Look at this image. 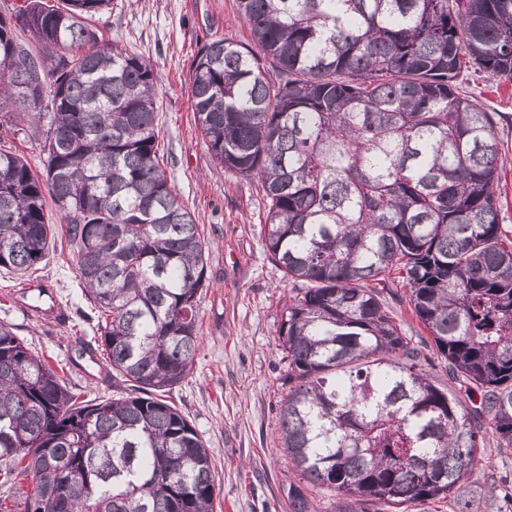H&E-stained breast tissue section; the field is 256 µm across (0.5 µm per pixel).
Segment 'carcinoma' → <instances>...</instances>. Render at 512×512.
Returning a JSON list of instances; mask_svg holds the SVG:
<instances>
[{"mask_svg": "<svg viewBox=\"0 0 512 512\" xmlns=\"http://www.w3.org/2000/svg\"><path fill=\"white\" fill-rule=\"evenodd\" d=\"M112 0L0 5V268L45 256L51 198L105 322L117 398H85L0 323V512H214L210 450L161 394L193 371L205 243L156 151V75L101 40ZM251 45L205 44L193 112L224 169L261 183L265 246L296 285L279 439L288 512H409L484 459L462 399L436 386L383 292L405 305L474 412L512 451V230L502 142L453 81L512 80V0H237ZM28 33V40L18 31ZM49 127L40 131L42 111ZM43 170L13 151L20 119ZM512 512V486L489 488Z\"/></svg>", "mask_w": 512, "mask_h": 512, "instance_id": "carcinoma-1", "label": "carcinoma"}]
</instances>
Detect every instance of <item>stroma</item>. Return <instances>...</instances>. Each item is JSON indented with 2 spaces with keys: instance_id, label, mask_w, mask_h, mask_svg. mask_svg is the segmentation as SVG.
Masks as SVG:
<instances>
[{
  "instance_id": "1",
  "label": "stroma",
  "mask_w": 512,
  "mask_h": 512,
  "mask_svg": "<svg viewBox=\"0 0 512 512\" xmlns=\"http://www.w3.org/2000/svg\"><path fill=\"white\" fill-rule=\"evenodd\" d=\"M103 39L139 54L157 74L156 143L182 206L207 245L208 288L199 308L202 343L191 375L167 393L209 448L220 496L215 512H288V459L278 439L280 407L288 392V363L278 331L292 285L270 258L258 179L228 172L209 150L193 112L190 77L198 50L224 38L249 44L236 0H114L94 18ZM456 89L493 112L505 143L498 185L503 224L512 228V81L463 73ZM46 221L55 236L36 270H0V322L63 371L88 397L112 396L121 382L103 362L82 354L76 332L96 336L101 319L85 292L73 248L54 205ZM55 289L70 320L55 325L31 316L20 302L27 280ZM487 441L488 469H476L468 489L485 503L490 483L512 480V455L501 458Z\"/></svg>"
}]
</instances>
